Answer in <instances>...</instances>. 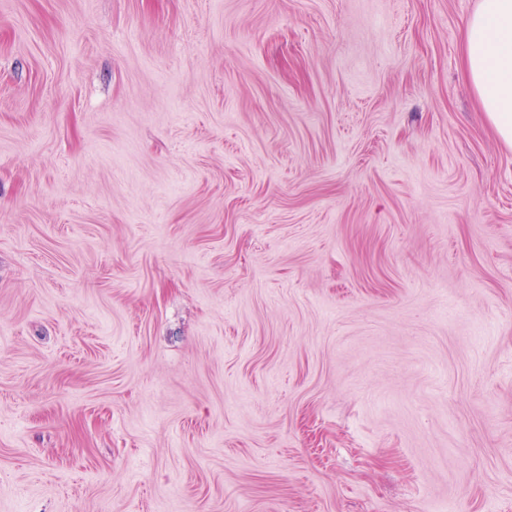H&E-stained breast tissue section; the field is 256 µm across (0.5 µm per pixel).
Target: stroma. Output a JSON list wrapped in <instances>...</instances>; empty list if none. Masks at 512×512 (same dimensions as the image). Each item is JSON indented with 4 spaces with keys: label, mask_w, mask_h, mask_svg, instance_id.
Returning a JSON list of instances; mask_svg holds the SVG:
<instances>
[{
    "label": "stroma",
    "mask_w": 512,
    "mask_h": 512,
    "mask_svg": "<svg viewBox=\"0 0 512 512\" xmlns=\"http://www.w3.org/2000/svg\"><path fill=\"white\" fill-rule=\"evenodd\" d=\"M478 3L0 0V512H512Z\"/></svg>",
    "instance_id": "1"
}]
</instances>
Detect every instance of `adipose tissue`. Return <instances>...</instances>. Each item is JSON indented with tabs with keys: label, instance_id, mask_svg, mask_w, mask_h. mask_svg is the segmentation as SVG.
<instances>
[{
	"label": "adipose tissue",
	"instance_id": "1",
	"mask_svg": "<svg viewBox=\"0 0 512 512\" xmlns=\"http://www.w3.org/2000/svg\"><path fill=\"white\" fill-rule=\"evenodd\" d=\"M462 73L498 139L512 148V0H480L461 35Z\"/></svg>",
	"mask_w": 512,
	"mask_h": 512
}]
</instances>
